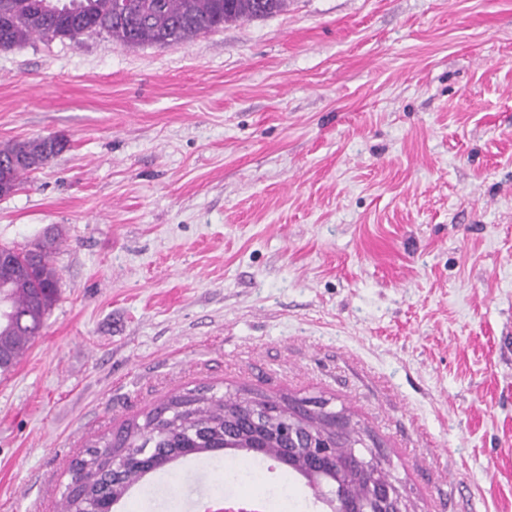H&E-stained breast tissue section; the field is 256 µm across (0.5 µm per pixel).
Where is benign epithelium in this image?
I'll use <instances>...</instances> for the list:
<instances>
[{
	"mask_svg": "<svg viewBox=\"0 0 512 512\" xmlns=\"http://www.w3.org/2000/svg\"><path fill=\"white\" fill-rule=\"evenodd\" d=\"M326 403L310 400L280 399L254 403L246 400L238 414L239 426L264 432L266 422L288 414V422L280 426L271 444L283 449L288 456L303 455L307 459L308 474L315 496L322 500L330 512H408L398 487L389 479L387 460L377 446L361 440L346 443L345 429L350 418L325 409ZM343 445V454L336 447ZM331 471L341 475L353 474L365 480L364 493L355 496L345 486H336L326 493L315 479Z\"/></svg>",
	"mask_w": 512,
	"mask_h": 512,
	"instance_id": "7a95c632",
	"label": "benign epithelium"
}]
</instances>
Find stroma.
I'll return each instance as SVG.
<instances>
[{"label":"stroma","instance_id":"1","mask_svg":"<svg viewBox=\"0 0 512 512\" xmlns=\"http://www.w3.org/2000/svg\"><path fill=\"white\" fill-rule=\"evenodd\" d=\"M66 148L0 198L61 296L0 376V512H61L87 445L170 396L312 398L411 512H512V0H288L188 43L0 51V144ZM229 452L120 512L225 492L325 512Z\"/></svg>","mask_w":512,"mask_h":512}]
</instances>
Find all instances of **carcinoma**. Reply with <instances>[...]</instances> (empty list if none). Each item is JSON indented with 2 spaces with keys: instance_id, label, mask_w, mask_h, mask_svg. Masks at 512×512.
<instances>
[{
  "instance_id": "cac0c4a2",
  "label": "carcinoma",
  "mask_w": 512,
  "mask_h": 512,
  "mask_svg": "<svg viewBox=\"0 0 512 512\" xmlns=\"http://www.w3.org/2000/svg\"><path fill=\"white\" fill-rule=\"evenodd\" d=\"M75 12L55 10L56 0H0V51L34 36L76 41L89 32H104L115 45L135 47L187 43L228 22L266 18L281 12L286 0H130L118 12L114 0H78ZM58 136L35 137L0 144V166L11 172L0 197L15 192L23 176L61 153ZM58 239L46 235L29 249L7 248L12 264L0 266V375L12 371L31 347L59 298L60 275L52 255ZM243 397L228 399L187 392L169 397L143 421L133 418L115 434L88 446L70 467L71 480L82 491L66 494L63 512H112L129 489L144 476L139 454L147 449L163 468L172 461L224 449V420L232 418ZM265 457L308 478L303 463L278 448Z\"/></svg>"
}]
</instances>
